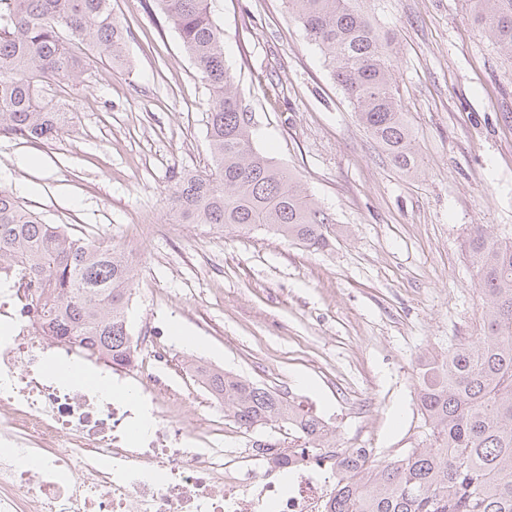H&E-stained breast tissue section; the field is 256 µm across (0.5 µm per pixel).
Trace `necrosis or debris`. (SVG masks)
Listing matches in <instances>:
<instances>
[{"label":"necrosis or debris","instance_id":"obj_1","mask_svg":"<svg viewBox=\"0 0 512 512\" xmlns=\"http://www.w3.org/2000/svg\"><path fill=\"white\" fill-rule=\"evenodd\" d=\"M37 281L0 269V512H328L335 449L283 456L228 448L210 422L182 421L185 399L158 379L114 393L129 364L77 385L73 346L48 343Z\"/></svg>","mask_w":512,"mask_h":512}]
</instances>
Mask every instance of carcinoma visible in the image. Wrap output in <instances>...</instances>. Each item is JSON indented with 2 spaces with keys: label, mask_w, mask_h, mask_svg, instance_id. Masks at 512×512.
<instances>
[{
  "label": "carcinoma",
  "mask_w": 512,
  "mask_h": 512,
  "mask_svg": "<svg viewBox=\"0 0 512 512\" xmlns=\"http://www.w3.org/2000/svg\"><path fill=\"white\" fill-rule=\"evenodd\" d=\"M307 41L324 56L358 122L406 175L422 171L394 79V36L362 7L365 0H286ZM209 90L212 168L181 177L169 221L270 230L289 242L328 245V217L288 170L254 148L250 118L224 60V36L210 0H155ZM481 30L512 53V0H465ZM0 134L48 139L65 122L37 85L52 73L76 78V37L127 64V27L111 0H0ZM465 251L482 300L479 331L448 355L423 361L417 408L424 440L402 456L344 448L330 512H512V237L472 226ZM17 266L43 284L40 312L49 336L68 337L90 356L126 363L138 343L129 321L135 266L110 241L47 224L0 187V268ZM224 398V416L254 428L288 424L310 449L329 428L303 406L220 368H197Z\"/></svg>",
  "instance_id": "1"
}]
</instances>
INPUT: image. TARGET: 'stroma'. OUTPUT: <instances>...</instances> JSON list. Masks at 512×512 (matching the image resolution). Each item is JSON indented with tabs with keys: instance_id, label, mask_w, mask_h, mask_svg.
<instances>
[{
	"instance_id": "obj_1",
	"label": "stroma",
	"mask_w": 512,
	"mask_h": 512,
	"mask_svg": "<svg viewBox=\"0 0 512 512\" xmlns=\"http://www.w3.org/2000/svg\"><path fill=\"white\" fill-rule=\"evenodd\" d=\"M224 58L253 115L255 148L291 170L330 217L319 251L263 229L166 225L179 176L212 159L209 91L152 0H112L129 66L75 50L77 78L45 76L69 122L49 139L0 137V186L49 224L137 258L130 319L172 363L161 376L204 412L193 365L288 394L324 420L330 446L405 454L423 435L419 365L480 319L464 241L512 233V56L464 0H366L395 35V78L423 160L396 170L358 123L286 0H211ZM193 337L176 339L173 325ZM224 444L288 445L287 425L225 422Z\"/></svg>"
}]
</instances>
